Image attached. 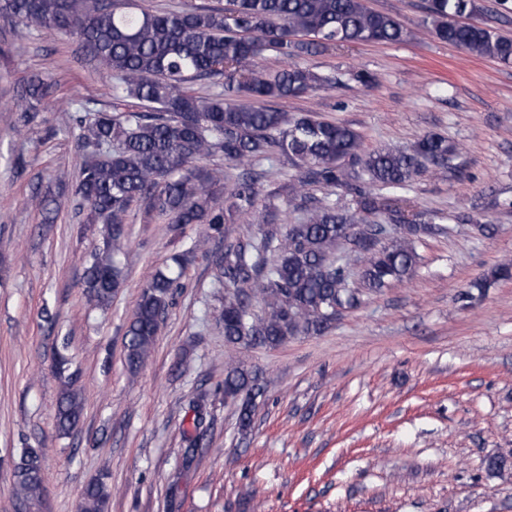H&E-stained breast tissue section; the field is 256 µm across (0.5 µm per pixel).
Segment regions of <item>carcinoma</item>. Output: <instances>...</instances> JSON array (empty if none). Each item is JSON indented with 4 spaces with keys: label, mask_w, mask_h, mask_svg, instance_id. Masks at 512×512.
<instances>
[{
    "label": "carcinoma",
    "mask_w": 512,
    "mask_h": 512,
    "mask_svg": "<svg viewBox=\"0 0 512 512\" xmlns=\"http://www.w3.org/2000/svg\"><path fill=\"white\" fill-rule=\"evenodd\" d=\"M475 11L474 0H427L426 29L473 56L512 61L511 38L459 22ZM0 22L19 35L46 28L76 36L112 79L115 103L135 99L143 105L113 112L82 105L70 113L83 152L74 197L32 199L47 221L85 204L82 223L102 225L103 247L84 262L90 307L108 306L123 285L120 256L134 202L144 201L147 219L164 220L180 236L192 224H206L208 237L222 239L230 225L257 212L261 180L283 158L298 169L288 190L301 199L302 215L282 228L270 222L235 238L217 258L226 343L274 348L323 334L343 311L359 307L366 292L412 275L416 242L433 227L413 210L405 190L423 169L448 168L456 145L431 132L410 152H367L362 135L347 124L314 114L290 117L266 105L305 95L322 81L291 63L303 53L407 41L411 33L394 16L366 0H224L182 10L124 7L113 0H0ZM267 52L285 67L265 68ZM196 81L210 82L216 92L189 93L187 85ZM52 95L53 83L41 77L24 84L17 128L33 123ZM216 154L246 172L226 184L224 172L206 165ZM336 186L348 189L355 208L307 194L311 187ZM381 216L391 228L375 221ZM173 263L176 269L156 272L142 287L127 326L125 361L132 371L152 353L186 254ZM262 393L256 373L244 364L224 369V396L240 401V432L250 428ZM83 407L68 381L57 404L58 433L76 427ZM485 468L502 476L512 472V458L490 456ZM42 491L41 453L27 448L15 468L13 493L29 501ZM109 497L102 475L85 486L80 512H105Z\"/></svg>",
    "instance_id": "1"
}]
</instances>
